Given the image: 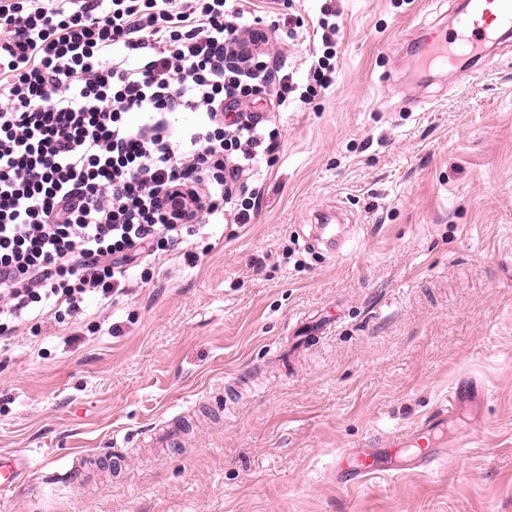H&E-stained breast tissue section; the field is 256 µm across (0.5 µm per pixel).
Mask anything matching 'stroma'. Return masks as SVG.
Masks as SVG:
<instances>
[{
  "instance_id": "1",
  "label": "stroma",
  "mask_w": 512,
  "mask_h": 512,
  "mask_svg": "<svg viewBox=\"0 0 512 512\" xmlns=\"http://www.w3.org/2000/svg\"><path fill=\"white\" fill-rule=\"evenodd\" d=\"M297 73L247 224H203L150 282L0 342V452L34 468L0 512H512V43L416 67L457 0H236ZM336 13L332 84L307 93ZM335 225L339 245L320 240ZM342 303L289 353L302 315ZM475 448L345 489L336 455L464 380Z\"/></svg>"
}]
</instances>
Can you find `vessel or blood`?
<instances>
[{"mask_svg": "<svg viewBox=\"0 0 512 512\" xmlns=\"http://www.w3.org/2000/svg\"><path fill=\"white\" fill-rule=\"evenodd\" d=\"M512 29V0H467L464 11L458 16L456 25L449 31L432 32L416 50L415 56L420 64L433 61H447L449 48H456L478 54L489 42L494 41L500 32ZM482 387H474L466 394L453 390L447 404L439 408L423 421L411 425L397 436L379 437L367 440L357 454L355 463L338 460L336 475L343 487L354 488L364 484L375 475L395 476L399 469L392 460L391 451L399 446L420 448L418 466L423 471H431L437 460L436 451L429 448L428 438L444 432L452 418L468 395H485ZM32 469L30 460L20 455L0 454V489L7 490Z\"/></svg>", "mask_w": 512, "mask_h": 512, "instance_id": "1", "label": "vessel or blood"}]
</instances>
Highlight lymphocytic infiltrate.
<instances>
[{"label": "lymphocytic infiltrate", "instance_id": "lymphocytic-infiltrate-1", "mask_svg": "<svg viewBox=\"0 0 512 512\" xmlns=\"http://www.w3.org/2000/svg\"><path fill=\"white\" fill-rule=\"evenodd\" d=\"M226 3L0 0L1 336L124 293L275 152Z\"/></svg>", "mask_w": 512, "mask_h": 512}]
</instances>
